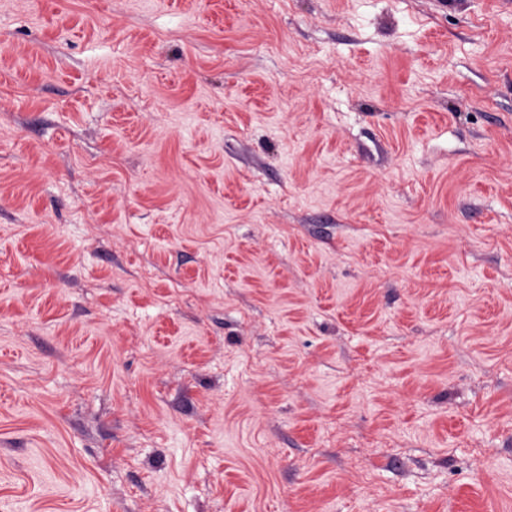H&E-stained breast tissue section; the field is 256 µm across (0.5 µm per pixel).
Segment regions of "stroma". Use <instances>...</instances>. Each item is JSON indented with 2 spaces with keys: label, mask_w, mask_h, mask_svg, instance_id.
<instances>
[{
  "label": "stroma",
  "mask_w": 512,
  "mask_h": 512,
  "mask_svg": "<svg viewBox=\"0 0 512 512\" xmlns=\"http://www.w3.org/2000/svg\"><path fill=\"white\" fill-rule=\"evenodd\" d=\"M0 512H512V0H0Z\"/></svg>",
  "instance_id": "35a3bbf8"
}]
</instances>
